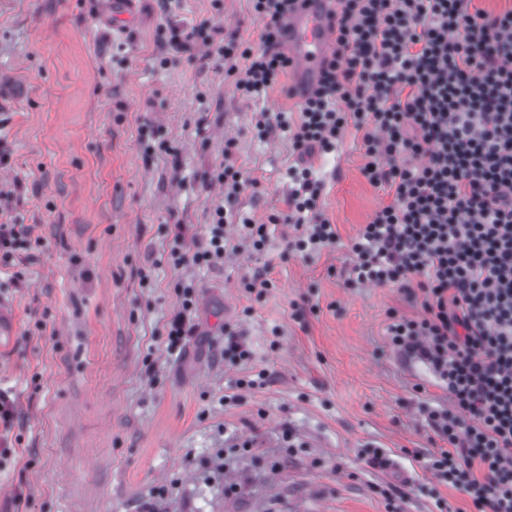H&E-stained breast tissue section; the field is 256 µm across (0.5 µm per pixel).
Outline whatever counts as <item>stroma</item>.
<instances>
[{"label":"stroma","instance_id":"stroma-1","mask_svg":"<svg viewBox=\"0 0 512 512\" xmlns=\"http://www.w3.org/2000/svg\"><path fill=\"white\" fill-rule=\"evenodd\" d=\"M104 0H0V219L33 227L18 284L0 286L17 329L0 349V390L16 402L0 458V512H386L375 484L408 483L403 512L469 507L409 450H437L423 406L446 394L419 362L389 349L390 311L421 297L345 283L349 244L388 202L361 172V135L310 162L334 247L286 252L294 161L289 135L258 137L260 111L297 112L288 77L242 97L224 66L169 57L171 28L205 24L259 46L250 0H136L114 31ZM232 159L248 182L203 186ZM223 207L228 223L268 225L263 251L211 267L193 253ZM267 274L266 293L246 281ZM193 282L192 336L169 350L166 324ZM251 358L224 357V330ZM266 371V385L237 389ZM234 450L223 474L218 455ZM380 449L391 465L369 467Z\"/></svg>","mask_w":512,"mask_h":512}]
</instances>
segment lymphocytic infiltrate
Instances as JSON below:
<instances>
[{
	"label": "lymphocytic infiltrate",
	"instance_id": "1",
	"mask_svg": "<svg viewBox=\"0 0 512 512\" xmlns=\"http://www.w3.org/2000/svg\"><path fill=\"white\" fill-rule=\"evenodd\" d=\"M260 45L214 41L207 27L171 29L172 54L210 46L224 75L260 98L288 71L280 20L289 0H251ZM336 51L317 94L297 115L261 112L267 135L288 131L297 163L282 223L287 251L335 245L308 162L335 151L346 126L362 130L370 184L390 200L352 238L346 283L421 293L423 312L390 311L389 347L418 360L446 392L428 409L444 448L423 458L436 484L476 512H512V8L474 0H338ZM224 210L203 243L173 265H213L226 254Z\"/></svg>",
	"mask_w": 512,
	"mask_h": 512
}]
</instances>
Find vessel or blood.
I'll return each instance as SVG.
<instances>
[{
	"mask_svg": "<svg viewBox=\"0 0 512 512\" xmlns=\"http://www.w3.org/2000/svg\"><path fill=\"white\" fill-rule=\"evenodd\" d=\"M337 9V0H297L283 20L294 100H304L319 88L323 62L336 48Z\"/></svg>",
	"mask_w": 512,
	"mask_h": 512,
	"instance_id": "1",
	"label": "vessel or blood"
}]
</instances>
